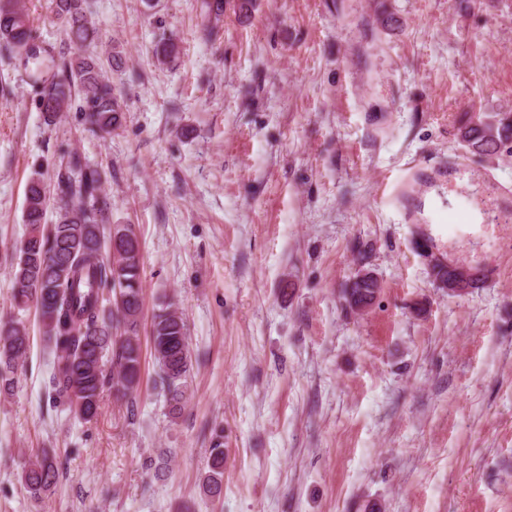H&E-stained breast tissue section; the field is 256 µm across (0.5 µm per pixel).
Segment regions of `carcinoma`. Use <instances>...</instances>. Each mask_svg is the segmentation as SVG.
Here are the masks:
<instances>
[{"instance_id":"1","label":"carcinoma","mask_w":512,"mask_h":512,"mask_svg":"<svg viewBox=\"0 0 512 512\" xmlns=\"http://www.w3.org/2000/svg\"><path fill=\"white\" fill-rule=\"evenodd\" d=\"M47 10L64 27L78 52L62 58L52 72L32 76L41 82L40 105L55 116L75 98L82 102L84 121L93 131L110 134L125 119L121 91L110 71L118 66L91 45L99 40L90 23L85 0H46ZM0 50L15 59L40 53L33 43L29 15L11 0H0ZM458 136L477 155L512 143V116L486 115L461 125ZM102 170L72 155L56 168V221L47 223L50 198L38 177L29 180L22 222L26 236L15 246L11 264L13 299L20 310L36 309L51 351L49 384L53 407L84 422L99 413L105 389H134L141 378L137 342L142 312L140 242L126 228L105 234L111 203L102 192ZM378 282L369 279L345 290L344 299L359 309L373 298ZM125 297L118 303L116 293ZM153 356L167 393L171 412L181 409L192 367L186 324L172 304L152 318ZM29 351L24 321L0 325V394L9 395L19 383ZM224 477L222 443L213 444L203 485L219 495ZM60 478L54 457L43 453L26 462L21 480L33 495L47 492Z\"/></svg>"}]
</instances>
